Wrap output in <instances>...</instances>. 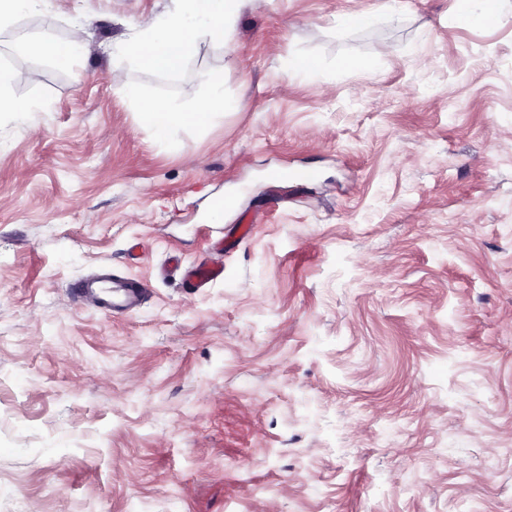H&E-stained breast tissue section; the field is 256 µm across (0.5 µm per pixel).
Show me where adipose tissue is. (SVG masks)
I'll return each instance as SVG.
<instances>
[{
	"mask_svg": "<svg viewBox=\"0 0 512 512\" xmlns=\"http://www.w3.org/2000/svg\"><path fill=\"white\" fill-rule=\"evenodd\" d=\"M243 0H177L176 6L140 25L124 47L138 65L152 72H174L184 64L198 40H227L233 32ZM23 50L61 67L72 66L89 56L92 46L81 28H73L66 39L31 37L22 42ZM112 83L134 103L145 126L155 128L168 140L199 120H215L236 111L240 103L226 96L221 82H212L207 96L194 107L175 100L143 97L124 72L113 70Z\"/></svg>",
	"mask_w": 512,
	"mask_h": 512,
	"instance_id": "adipose-tissue-1",
	"label": "adipose tissue"
}]
</instances>
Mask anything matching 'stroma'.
I'll list each match as a JSON object with an SVG mask.
<instances>
[{
    "instance_id": "obj_1",
    "label": "stroma",
    "mask_w": 512,
    "mask_h": 512,
    "mask_svg": "<svg viewBox=\"0 0 512 512\" xmlns=\"http://www.w3.org/2000/svg\"><path fill=\"white\" fill-rule=\"evenodd\" d=\"M382 2L245 0L173 73L113 49L174 0L0 31L40 106L0 115V512H512V0ZM75 24L71 67L16 48ZM117 66L240 107L170 142ZM219 240L223 279L167 273ZM101 271L147 284L136 313L75 301Z\"/></svg>"
}]
</instances>
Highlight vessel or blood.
Masks as SVG:
<instances>
[{
	"label": "vessel or blood",
	"mask_w": 512,
	"mask_h": 512,
	"mask_svg": "<svg viewBox=\"0 0 512 512\" xmlns=\"http://www.w3.org/2000/svg\"><path fill=\"white\" fill-rule=\"evenodd\" d=\"M223 275L224 263L217 259L190 267L185 272V279L190 286L201 288ZM72 293L104 314L132 313L142 301L145 286L118 275L104 274L77 281Z\"/></svg>",
	"instance_id": "1"
}]
</instances>
